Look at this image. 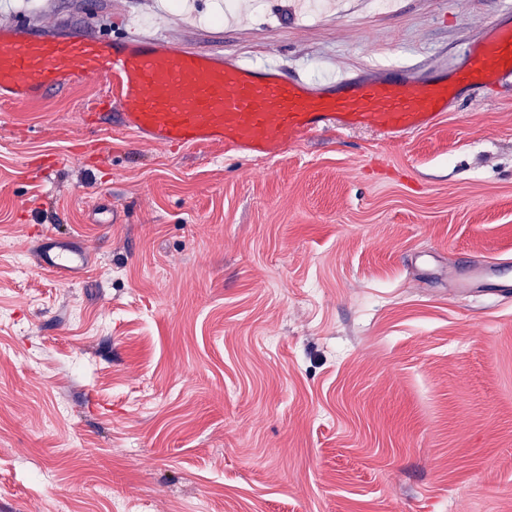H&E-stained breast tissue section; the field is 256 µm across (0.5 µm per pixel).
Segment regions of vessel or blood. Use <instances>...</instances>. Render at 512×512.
Listing matches in <instances>:
<instances>
[{"instance_id": "obj_1", "label": "vessel or blood", "mask_w": 512, "mask_h": 512, "mask_svg": "<svg viewBox=\"0 0 512 512\" xmlns=\"http://www.w3.org/2000/svg\"><path fill=\"white\" fill-rule=\"evenodd\" d=\"M512 72V21L476 33L454 81L330 75L314 83L275 64H242L220 51L175 46L152 34L110 39L75 30L32 36L0 28V99L24 105L49 88L105 78L119 124L163 146L220 144L243 157H275L328 128L368 127L402 139L445 119L454 89L492 84ZM89 265L87 253L44 237L37 268L62 277ZM494 272L479 267L455 278L458 293L494 291Z\"/></svg>"}]
</instances>
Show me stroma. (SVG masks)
<instances>
[{
  "label": "stroma",
  "mask_w": 512,
  "mask_h": 512,
  "mask_svg": "<svg viewBox=\"0 0 512 512\" xmlns=\"http://www.w3.org/2000/svg\"><path fill=\"white\" fill-rule=\"evenodd\" d=\"M12 0L290 77L445 79L512 0ZM107 79L0 100V512H512V74L403 140L145 144ZM114 221H99L98 204ZM53 233L87 272L41 273ZM494 276L493 270L490 268H473L468 275L464 277L454 278V288H451L453 293H468L479 288H476L480 283L483 288H486L488 293H493L498 285L492 282Z\"/></svg>",
  "instance_id": "obj_1"
}]
</instances>
